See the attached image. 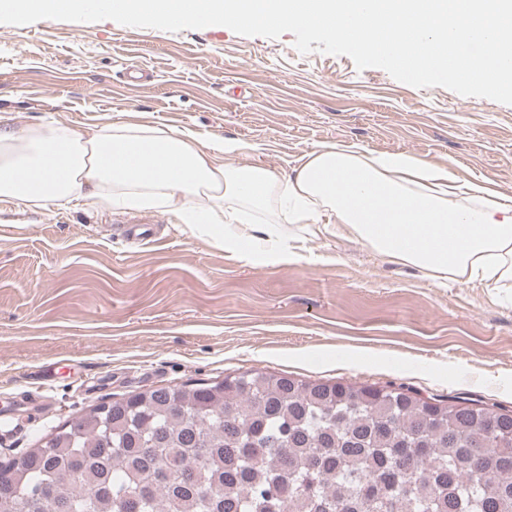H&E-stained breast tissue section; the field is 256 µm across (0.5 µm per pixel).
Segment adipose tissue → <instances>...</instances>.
<instances>
[{"mask_svg":"<svg viewBox=\"0 0 512 512\" xmlns=\"http://www.w3.org/2000/svg\"><path fill=\"white\" fill-rule=\"evenodd\" d=\"M244 149L141 123L87 133L0 124V200L161 210L236 249L249 238L243 225L263 215L279 241L270 256L285 264L297 254L278 228L299 224L335 229L433 280L512 288V199L489 180L462 182L447 166L355 142L322 145L279 174L229 162Z\"/></svg>","mask_w":512,"mask_h":512,"instance_id":"1","label":"adipose tissue"}]
</instances>
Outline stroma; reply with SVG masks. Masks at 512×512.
I'll use <instances>...</instances> for the list:
<instances>
[{"instance_id":"1","label":"stroma","mask_w":512,"mask_h":512,"mask_svg":"<svg viewBox=\"0 0 512 512\" xmlns=\"http://www.w3.org/2000/svg\"><path fill=\"white\" fill-rule=\"evenodd\" d=\"M128 121L245 142L236 163L278 173L355 141L512 197V105L303 54L290 33L0 24L1 124ZM134 222L149 240L129 235ZM299 245L291 264L250 262L164 212L0 201V413L13 419L0 459L89 406L256 367L512 409L511 299L436 284L352 238L304 232Z\"/></svg>"}]
</instances>
